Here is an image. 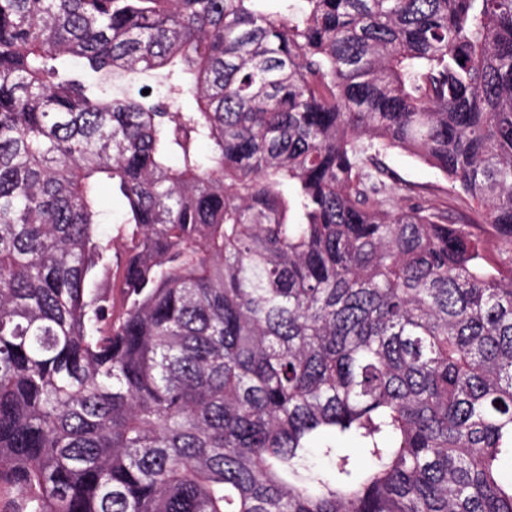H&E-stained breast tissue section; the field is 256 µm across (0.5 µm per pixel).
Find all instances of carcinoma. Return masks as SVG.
<instances>
[{
    "label": "carcinoma",
    "instance_id": "cac0c4a2",
    "mask_svg": "<svg viewBox=\"0 0 512 512\" xmlns=\"http://www.w3.org/2000/svg\"><path fill=\"white\" fill-rule=\"evenodd\" d=\"M265 2L0 0L12 512H512V0ZM164 74V71H155L139 74L133 78L117 74L112 78L107 89L111 90L115 95L126 92L137 94L138 90L143 86H148L153 96L164 95L166 93ZM380 159L394 176V180L384 179V190L394 196L395 209L417 202L440 208L454 204L470 215L464 203L457 200L456 204L453 201L454 193L450 190L448 179L434 168L398 149L383 152Z\"/></svg>",
    "mask_w": 512,
    "mask_h": 512
}]
</instances>
